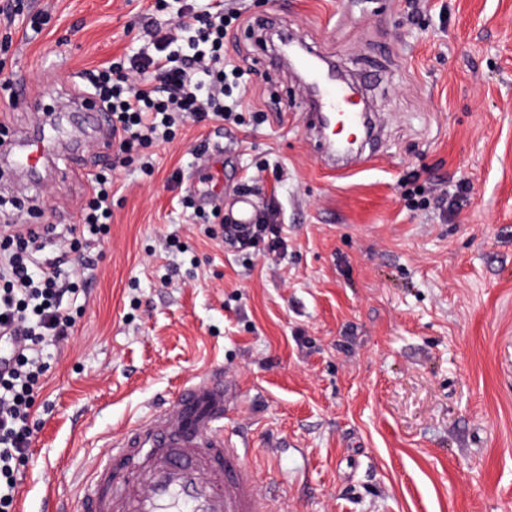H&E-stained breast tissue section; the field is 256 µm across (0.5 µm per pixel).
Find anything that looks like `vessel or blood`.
Returning a JSON list of instances; mask_svg holds the SVG:
<instances>
[{"label": "vessel or blood", "mask_w": 512, "mask_h": 512, "mask_svg": "<svg viewBox=\"0 0 512 512\" xmlns=\"http://www.w3.org/2000/svg\"><path fill=\"white\" fill-rule=\"evenodd\" d=\"M324 108L356 126L362 120L344 89H323ZM43 138L19 141L12 156L36 169L46 155ZM257 205L242 194L226 216L251 224ZM229 384L221 372L197 377L175 401L139 420L114 441L94 470L79 512H267L270 494L260 493L248 452L224 438Z\"/></svg>", "instance_id": "obj_1"}]
</instances>
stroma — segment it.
I'll list each match as a JSON object with an SVG mask.
<instances>
[{
	"label": "stroma",
	"instance_id": "stroma-1",
	"mask_svg": "<svg viewBox=\"0 0 512 512\" xmlns=\"http://www.w3.org/2000/svg\"><path fill=\"white\" fill-rule=\"evenodd\" d=\"M150 4L23 0L0 20V79L39 100L0 90V139L64 126L35 188L0 180L37 210L0 230L53 225L34 258L60 256L91 177L112 172L74 333L43 350L15 512L78 501L114 435L216 368L224 434L283 488L280 512H512V0H243L224 46L246 74L240 123L187 121L117 165L71 102L147 43ZM273 28L360 86L379 127L354 166L328 160ZM201 159L226 195L276 203L284 255L237 253L184 207ZM410 180L447 190L446 210L408 204Z\"/></svg>",
	"mask_w": 512,
	"mask_h": 512
}]
</instances>
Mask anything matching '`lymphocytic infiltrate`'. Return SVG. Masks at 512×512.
Wrapping results in <instances>:
<instances>
[{
  "label": "lymphocytic infiltrate",
  "instance_id": "1",
  "mask_svg": "<svg viewBox=\"0 0 512 512\" xmlns=\"http://www.w3.org/2000/svg\"><path fill=\"white\" fill-rule=\"evenodd\" d=\"M240 17L227 0H186L176 9L174 28L155 24L149 42L90 73L93 95L111 114L112 145L122 162L154 141L174 140L177 118L226 121L242 106L235 91L241 68L224 66V42ZM81 232L106 234L112 220V179L91 180ZM224 242L240 252L276 253L285 241L279 225L259 216L248 226L223 225ZM44 247L40 230L0 239V512H13L17 474L27 461L32 408L49 369L41 347L67 340L75 324L62 298L76 290L61 261L33 268Z\"/></svg>",
  "mask_w": 512,
  "mask_h": 512
}]
</instances>
